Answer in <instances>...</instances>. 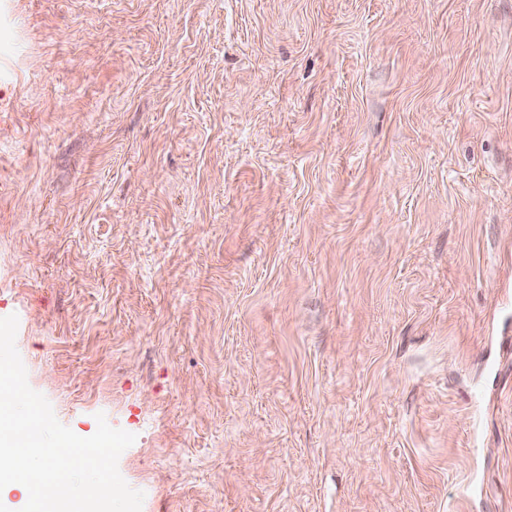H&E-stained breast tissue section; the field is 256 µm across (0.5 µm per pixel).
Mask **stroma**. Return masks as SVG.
Listing matches in <instances>:
<instances>
[{
    "label": "stroma",
    "instance_id": "35a3bbf8",
    "mask_svg": "<svg viewBox=\"0 0 512 512\" xmlns=\"http://www.w3.org/2000/svg\"><path fill=\"white\" fill-rule=\"evenodd\" d=\"M142 512H512V0H0V317Z\"/></svg>",
    "mask_w": 512,
    "mask_h": 512
}]
</instances>
